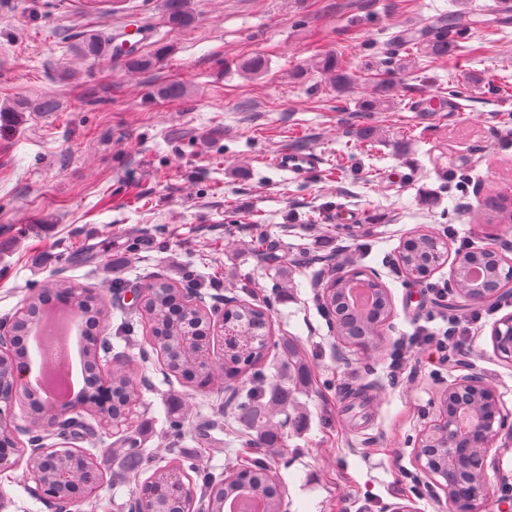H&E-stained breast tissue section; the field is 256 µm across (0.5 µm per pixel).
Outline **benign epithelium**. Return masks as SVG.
Masks as SVG:
<instances>
[{
    "label": "benign epithelium",
    "mask_w": 512,
    "mask_h": 512,
    "mask_svg": "<svg viewBox=\"0 0 512 512\" xmlns=\"http://www.w3.org/2000/svg\"><path fill=\"white\" fill-rule=\"evenodd\" d=\"M498 283L490 291L466 295L472 305H481L496 298L504 283H512V265L498 268ZM239 305L234 297L224 298V308L208 313L207 333L216 336L221 350H239L247 344L260 346L269 353L272 346L271 334L238 336L224 318L225 311ZM495 350L508 357L512 356V316L502 320V326L493 330ZM19 336L11 325L0 327V367L14 364L10 376L11 393L0 395V426L8 429L15 441L13 448H0V472L14 470L25 464L21 453V435L28 429L25 420L18 419V412L25 411L34 399L27 379L25 363H13V351L18 348ZM106 342L102 330L85 329L81 337V348L89 354H99ZM91 413L101 428L112 429L120 434L129 419L112 417V390L109 371H100L87 378V386L80 400L63 408L53 407L54 418L68 420L75 414ZM508 420L503 412L499 395L488 388L476 375L463 376L448 385L441 394L436 419L426 426L417 439L416 459L420 468L432 479L440 478L448 494L449 512H480L486 498L485 474L488 457L495 437ZM32 456L39 461L35 469H28L30 479L35 483L34 493L40 498L56 500L65 487H96L100 475L94 470H78L71 465L73 452L64 445L32 448ZM251 468L238 467L230 471L228 480L243 484L245 495L265 501V491L257 483H249ZM168 498V485L154 483L149 491L135 496L131 512H161L162 504Z\"/></svg>",
    "instance_id": "obj_1"
}]
</instances>
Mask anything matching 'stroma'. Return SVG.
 I'll list each match as a JSON object with an SVG mask.
<instances>
[{
    "mask_svg": "<svg viewBox=\"0 0 512 512\" xmlns=\"http://www.w3.org/2000/svg\"><path fill=\"white\" fill-rule=\"evenodd\" d=\"M186 30L168 26L161 0H123L112 13L84 0H0V108L32 104L19 121H0V319L15 314L42 281L57 276L107 291L118 276L136 288L161 277L220 280L207 305L242 296L273 304L272 336L297 346L308 390L299 422L284 428V457L273 469L288 512H448L442 486L415 460L423 427L450 383L476 374L496 388L509 416L488 459L484 512H512V360L494 350L491 332L512 315V296L492 307L448 310L433 285L411 283L397 266L403 239L424 228L449 230V252L493 245L512 262V229L488 224L478 204L512 197V23L502 0H191ZM467 6L479 22L457 34L459 50L430 59L397 50L405 29L430 31L444 13ZM139 26L171 51L157 69L127 71L120 61L86 59V34ZM397 51L394 103L372 113L379 141L355 131L374 86L359 78L337 92L318 58L365 69ZM266 58L258 76L245 70ZM177 79L190 94L156 95ZM51 101L53 111L39 105ZM316 154L295 178L275 167L280 149ZM320 212V223L307 216ZM278 242L291 263L288 286L254 249ZM349 258L379 273L394 315L379 352L338 342L319 307L318 257ZM471 319L462 354L437 367L427 348L409 347L399 370L391 354L415 327L440 330L449 313ZM139 423L147 445L164 449L163 420L173 395L186 409L209 408L219 384L198 389L165 377L157 360ZM216 449L190 437L179 446L221 473L228 454L261 458L239 439L213 431ZM20 471L0 474V512H52Z\"/></svg>",
    "mask_w": 512,
    "mask_h": 512,
    "instance_id": "obj_1",
    "label": "stroma"
}]
</instances>
